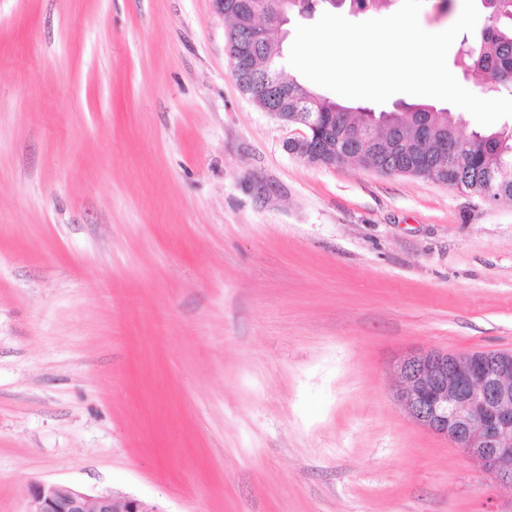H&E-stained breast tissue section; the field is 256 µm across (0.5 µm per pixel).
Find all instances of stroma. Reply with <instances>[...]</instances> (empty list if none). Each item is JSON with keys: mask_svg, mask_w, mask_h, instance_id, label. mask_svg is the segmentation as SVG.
Returning <instances> with one entry per match:
<instances>
[{"mask_svg": "<svg viewBox=\"0 0 512 512\" xmlns=\"http://www.w3.org/2000/svg\"><path fill=\"white\" fill-rule=\"evenodd\" d=\"M214 0H0V512H512L395 399L512 352V202L321 167ZM24 512H162L156 505L133 495L91 496L62 483H36L29 488Z\"/></svg>", "mask_w": 512, "mask_h": 512, "instance_id": "stroma-1", "label": "stroma"}]
</instances>
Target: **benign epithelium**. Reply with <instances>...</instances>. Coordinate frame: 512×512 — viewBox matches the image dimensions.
Returning a JSON list of instances; mask_svg holds the SVG:
<instances>
[{"label": "benign epithelium", "instance_id": "benign-epithelium-1", "mask_svg": "<svg viewBox=\"0 0 512 512\" xmlns=\"http://www.w3.org/2000/svg\"><path fill=\"white\" fill-rule=\"evenodd\" d=\"M267 112L291 129L286 149L317 166L336 165V148L323 144L328 132L318 112L288 116ZM395 398L417 423L462 449L483 471L512 485V354L460 356L423 352L396 366ZM25 512H161L133 495L91 496L62 483L29 488Z\"/></svg>", "mask_w": 512, "mask_h": 512}]
</instances>
